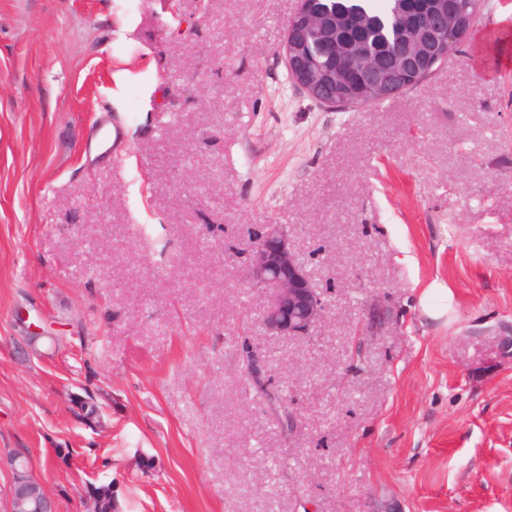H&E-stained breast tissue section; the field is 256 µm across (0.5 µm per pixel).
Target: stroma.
Returning a JSON list of instances; mask_svg holds the SVG:
<instances>
[{"label": "stroma", "mask_w": 512, "mask_h": 512, "mask_svg": "<svg viewBox=\"0 0 512 512\" xmlns=\"http://www.w3.org/2000/svg\"><path fill=\"white\" fill-rule=\"evenodd\" d=\"M296 8L0 0V512L17 455L54 512L103 484L115 512H512V0L350 112L288 81ZM265 224L325 295L313 336L262 332Z\"/></svg>", "instance_id": "obj_1"}]
</instances>
